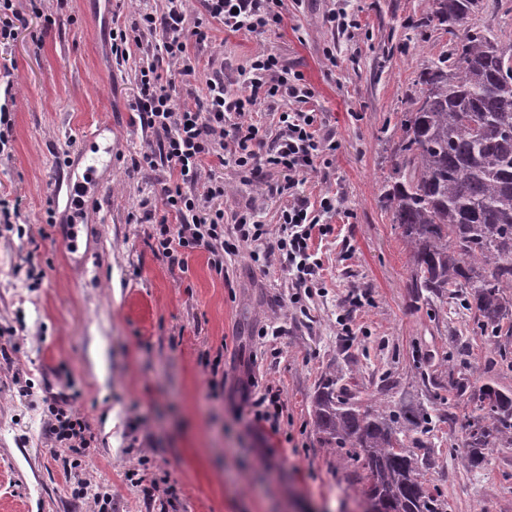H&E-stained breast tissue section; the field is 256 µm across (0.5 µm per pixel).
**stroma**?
<instances>
[{"instance_id": "stroma-1", "label": "stroma", "mask_w": 512, "mask_h": 512, "mask_svg": "<svg viewBox=\"0 0 512 512\" xmlns=\"http://www.w3.org/2000/svg\"><path fill=\"white\" fill-rule=\"evenodd\" d=\"M15 8L16 37L0 45L12 118L0 200L19 206L0 215V512H352L357 492L311 416L333 370L363 403L427 413L415 453L447 512H512V447L463 466L462 424L476 410L448 389L449 354L465 350L475 366L493 344L469 331L462 308L411 293L409 249L381 204L399 117L448 48L447 31L416 24L432 0H287L281 25L218 27L194 48L202 77L223 70L232 92L255 56H281L336 137L331 165L298 177L310 201L336 198L332 231L314 242L318 285L298 301L282 256L261 267L239 245L222 277L206 247L181 269L157 246L171 179L133 163L156 140L132 109L143 54L113 63L108 33L134 26L140 10L161 14L165 0H42L39 16L26 0ZM333 9L355 28L329 24ZM61 12L67 22L45 24ZM104 124L110 160L75 259L62 224L47 222L54 177L67 158L81 170L82 137ZM212 170L225 212L249 206L277 229L287 198L242 186L233 168ZM269 387L283 403L275 435L238 415ZM62 393L92 435L78 456L48 431L47 400Z\"/></svg>"}]
</instances>
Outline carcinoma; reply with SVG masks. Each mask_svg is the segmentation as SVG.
I'll list each match as a JSON object with an SVG mask.
<instances>
[{
  "label": "carcinoma",
  "mask_w": 512,
  "mask_h": 512,
  "mask_svg": "<svg viewBox=\"0 0 512 512\" xmlns=\"http://www.w3.org/2000/svg\"><path fill=\"white\" fill-rule=\"evenodd\" d=\"M420 19L448 27V53L430 61L420 92L399 120L401 136L382 202L411 254L407 287L428 302L464 295L472 333L491 336L496 350L479 384L460 370L448 388L475 404L462 429L461 462L474 466L484 451L512 445V389L489 374L512 359V44L473 22L482 0H433ZM343 376H324L312 420L322 447L336 454L349 481L375 512H445L423 481L425 463L405 444L411 417L363 407Z\"/></svg>",
  "instance_id": "1"
}]
</instances>
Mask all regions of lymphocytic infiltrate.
<instances>
[{
	"mask_svg": "<svg viewBox=\"0 0 512 512\" xmlns=\"http://www.w3.org/2000/svg\"><path fill=\"white\" fill-rule=\"evenodd\" d=\"M282 0H167L162 15L143 12L128 29L115 28L112 59L123 63L131 47L143 49L146 63L138 74V93L133 109L142 125L157 133L156 146L139 161L167 169L174 177L165 190L162 206L175 223L159 222L156 240L170 264L186 267L196 248L207 247L211 265L223 273L224 259L236 254L239 244L253 246V261L267 259L268 238H275L278 252L286 255L296 288H310L321 270V260L312 247L314 235H327L325 214L336 208L332 197L311 203L296 191V175L327 166L337 144L323 130L317 112L308 110L312 90L303 75L288 70L276 54L255 57L240 92H229L224 75L213 72L201 77L199 61L189 47L212 37L213 24L230 32H256L280 25ZM204 79L205 92L194 103L176 100L177 83ZM293 102L292 110L280 112L278 132L265 140L247 114L259 101ZM240 171L246 186L263 185L266 194L284 196L277 231L254 220L250 209L225 213L224 179L203 177L208 158ZM288 171V181L262 180L263 171ZM51 431L58 442L78 454L87 448L91 433L87 425L62 405L52 408Z\"/></svg>",
	"mask_w": 512,
	"mask_h": 512,
	"instance_id": "obj_1",
	"label": "lymphocytic infiltrate"
}]
</instances>
